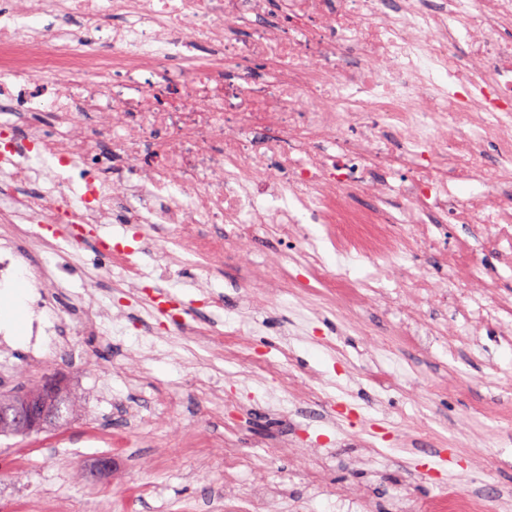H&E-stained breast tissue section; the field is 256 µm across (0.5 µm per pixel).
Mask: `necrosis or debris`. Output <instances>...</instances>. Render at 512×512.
I'll return each mask as SVG.
<instances>
[{"label":"necrosis or debris","mask_w":512,"mask_h":512,"mask_svg":"<svg viewBox=\"0 0 512 512\" xmlns=\"http://www.w3.org/2000/svg\"><path fill=\"white\" fill-rule=\"evenodd\" d=\"M112 222L166 226L163 273L177 254L211 281L270 235L298 248L251 260L247 290L299 276L354 310L377 296L408 327L456 296L465 328L488 305L511 324L512 0L0 8V286L29 248ZM360 265L373 274L350 278Z\"/></svg>","instance_id":"obj_1"}]
</instances>
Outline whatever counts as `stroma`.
I'll use <instances>...</instances> for the list:
<instances>
[{
	"instance_id": "stroma-1",
	"label": "stroma",
	"mask_w": 512,
	"mask_h": 512,
	"mask_svg": "<svg viewBox=\"0 0 512 512\" xmlns=\"http://www.w3.org/2000/svg\"><path fill=\"white\" fill-rule=\"evenodd\" d=\"M88 239L64 271L66 287L54 289L43 310L46 323L77 316L74 295L83 271H103L99 296L126 306L122 335L45 337L44 375L58 379L75 399V417L25 436H0V512H226L252 484L272 481L288 490L281 512H337V492L367 493L376 512H392L405 488L414 502L441 492L472 490L489 497L495 512H512V335L486 316L475 336H408L377 302L360 312L342 306L316 309L296 332L294 297L272 298L252 343L266 357L289 350L295 378L321 376L336 403L329 424L320 404L274 413V403L248 362L230 363L213 347L162 331L157 317L113 287L110 261ZM249 263L218 270L213 291L222 307H196L200 291L193 269L182 265L167 284L195 319L223 322L241 308L237 288ZM10 351H0V390L36 383L26 366L30 328L0 320ZM395 373L392 389L379 395L369 379ZM138 375L146 394L177 396L178 413L158 424L127 429L118 405ZM212 378L232 407L205 411L194 383ZM287 439L288 448L266 465L264 444ZM253 453L256 466L224 481V445ZM430 448L449 449L453 464L440 467ZM330 459L320 485L308 472L315 458Z\"/></svg>"
}]
</instances>
